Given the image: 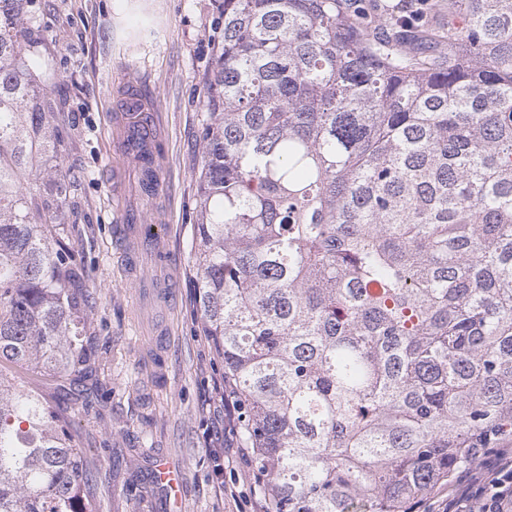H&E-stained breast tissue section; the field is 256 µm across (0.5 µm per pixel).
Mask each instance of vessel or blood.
I'll return each mask as SVG.
<instances>
[{"instance_id": "vessel-or-blood-1", "label": "vessel or blood", "mask_w": 512, "mask_h": 512, "mask_svg": "<svg viewBox=\"0 0 512 512\" xmlns=\"http://www.w3.org/2000/svg\"><path fill=\"white\" fill-rule=\"evenodd\" d=\"M161 124V113L157 112L139 83L126 80L117 83L112 131L118 151L112 160L113 168L121 169L130 161L139 165L148 162L153 168H160L161 160L155 153V144L160 138ZM121 234V255L129 278H139L142 257L146 254L154 257L160 266L174 264V255L160 242L152 227L143 224L136 212H123ZM154 478L157 484L174 494L184 481V471L163 460L156 464Z\"/></svg>"}]
</instances>
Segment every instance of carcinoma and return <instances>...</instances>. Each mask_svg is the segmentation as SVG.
Returning <instances> with one entry per match:
<instances>
[{
	"label": "carcinoma",
	"instance_id": "obj_1",
	"mask_svg": "<svg viewBox=\"0 0 512 512\" xmlns=\"http://www.w3.org/2000/svg\"><path fill=\"white\" fill-rule=\"evenodd\" d=\"M31 3L0 0V367L76 389L91 291ZM208 105L196 318L268 512H416L512 438V0H224ZM100 509L67 409L0 370V512Z\"/></svg>",
	"mask_w": 512,
	"mask_h": 512
}]
</instances>
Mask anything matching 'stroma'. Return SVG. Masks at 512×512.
Instances as JSON below:
<instances>
[{
	"mask_svg": "<svg viewBox=\"0 0 512 512\" xmlns=\"http://www.w3.org/2000/svg\"><path fill=\"white\" fill-rule=\"evenodd\" d=\"M223 0H34L40 62L57 101L54 126L76 189L62 230L95 288L87 334L98 350L96 384L60 393L55 377L20 371L25 388L62 396L97 471L102 512H265L252 466L240 463L239 436L224 434V372L195 313L191 238L196 222L199 135L207 88L222 40ZM141 82L165 124L161 191L139 192L126 173L122 206L138 209L180 259L172 307L143 310L145 284L125 279L118 254L119 208L112 162V86ZM166 458L185 472L183 498L152 479Z\"/></svg>",
	"mask_w": 512,
	"mask_h": 512,
	"instance_id": "stroma-1",
	"label": "stroma"
}]
</instances>
